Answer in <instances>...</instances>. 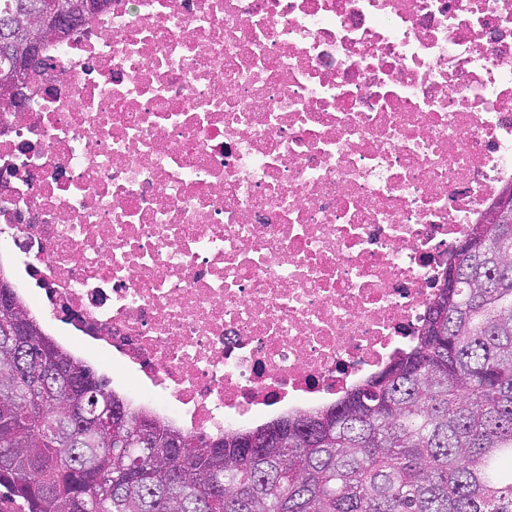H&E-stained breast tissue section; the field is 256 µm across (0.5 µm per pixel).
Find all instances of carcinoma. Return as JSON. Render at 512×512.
Masks as SVG:
<instances>
[{
	"label": "carcinoma",
	"instance_id": "1",
	"mask_svg": "<svg viewBox=\"0 0 512 512\" xmlns=\"http://www.w3.org/2000/svg\"><path fill=\"white\" fill-rule=\"evenodd\" d=\"M81 2L0 0V85H19L32 41L87 23ZM14 301L0 314V486L23 512H512V223L485 225L407 351L333 405L274 420L272 440L264 425L205 444L129 410L123 428L100 425L122 399Z\"/></svg>",
	"mask_w": 512,
	"mask_h": 512
}]
</instances>
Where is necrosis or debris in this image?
<instances>
[{
  "label": "necrosis or debris",
  "instance_id": "necrosis-or-debris-1",
  "mask_svg": "<svg viewBox=\"0 0 512 512\" xmlns=\"http://www.w3.org/2000/svg\"><path fill=\"white\" fill-rule=\"evenodd\" d=\"M42 58L0 113V255L187 433L409 347L512 182V0H110Z\"/></svg>",
  "mask_w": 512,
  "mask_h": 512
}]
</instances>
